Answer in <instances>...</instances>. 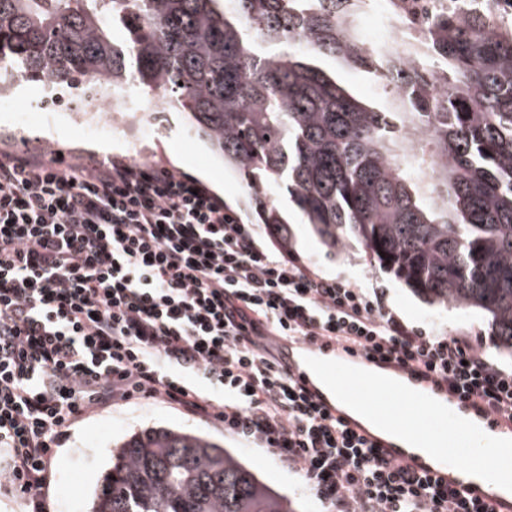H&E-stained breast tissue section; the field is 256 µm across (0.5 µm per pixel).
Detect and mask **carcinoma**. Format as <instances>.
I'll return each mask as SVG.
<instances>
[{
  "label": "carcinoma",
  "instance_id": "1",
  "mask_svg": "<svg viewBox=\"0 0 512 512\" xmlns=\"http://www.w3.org/2000/svg\"><path fill=\"white\" fill-rule=\"evenodd\" d=\"M363 2L0 0V90L161 92L248 178L283 248L271 180L328 251L352 237L424 300L484 312L512 356V29L452 8L378 50ZM322 57L373 73L391 106L360 103ZM90 512L294 510L211 437L151 427L112 452Z\"/></svg>",
  "mask_w": 512,
  "mask_h": 512
}]
</instances>
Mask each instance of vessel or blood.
I'll use <instances>...</instances> for the list:
<instances>
[{
  "instance_id": "b4317fda",
  "label": "vessel or blood",
  "mask_w": 512,
  "mask_h": 512,
  "mask_svg": "<svg viewBox=\"0 0 512 512\" xmlns=\"http://www.w3.org/2000/svg\"><path fill=\"white\" fill-rule=\"evenodd\" d=\"M272 344L277 351V361L284 371L296 379L311 394L313 399L332 416L341 419L347 426L368 442L384 448L388 459L408 467L410 470L429 475L447 484L448 487L469 497L490 502L496 512H512V496L504 497L492 490L474 487L465 473L438 461L427 462L417 456L411 445L400 439L384 438L374 425H367L352 417L347 407L339 402L332 393L305 365V357H317L337 360L349 365L371 370L398 380L409 387L425 393L449 408L461 417L476 419L477 424L489 434H507L512 439V421L491 412L483 401L476 397L464 396L452 389L425 369L405 365L395 360L380 357H368L359 352H346L334 341L318 339L302 342L285 336H276Z\"/></svg>"
}]
</instances>
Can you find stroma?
I'll list each match as a JSON object with an SVG mask.
<instances>
[{
    "instance_id": "obj_1",
    "label": "stroma",
    "mask_w": 512,
    "mask_h": 512,
    "mask_svg": "<svg viewBox=\"0 0 512 512\" xmlns=\"http://www.w3.org/2000/svg\"><path fill=\"white\" fill-rule=\"evenodd\" d=\"M321 66L360 99L379 106L385 104L387 94L370 74L330 58L322 59ZM42 93L41 86L31 82H21L14 88L11 110L0 111V149L31 153L60 149L75 159L112 156L132 162L152 161L196 177L223 197L244 223H254L247 180L225 166L222 159L189 130L184 113L156 111L147 95L133 94L122 98L119 108L135 113L137 123L149 124L153 129L149 138L142 139L123 131L84 139L79 137L69 113L61 112L53 118L44 113ZM266 195L287 209L291 256L324 276L379 289L386 305L411 325L429 333L471 337L483 347L492 363L512 368V356L499 349L488 317L475 310L464 312L424 301L393 274L370 263L356 240H348L340 252H327L311 227L303 224L300 214L289 208L283 183L269 181ZM151 426L204 432L237 452L267 482L286 494L294 512H325L323 503L305 488L302 478L267 450L245 447L214 424L152 401L116 405L91 413L73 425L57 450L59 466L46 490L51 512H86L115 442Z\"/></svg>"
}]
</instances>
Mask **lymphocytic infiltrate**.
Instances as JSON below:
<instances>
[{
    "label": "lymphocytic infiltrate",
    "instance_id": "f902f5d3",
    "mask_svg": "<svg viewBox=\"0 0 512 512\" xmlns=\"http://www.w3.org/2000/svg\"><path fill=\"white\" fill-rule=\"evenodd\" d=\"M326 336L423 367L512 420V370L408 326L381 292L323 276L189 175L0 151V488L28 512L87 414L153 400L263 448L327 512H495L388 460L275 363Z\"/></svg>",
    "mask_w": 512,
    "mask_h": 512
}]
</instances>
